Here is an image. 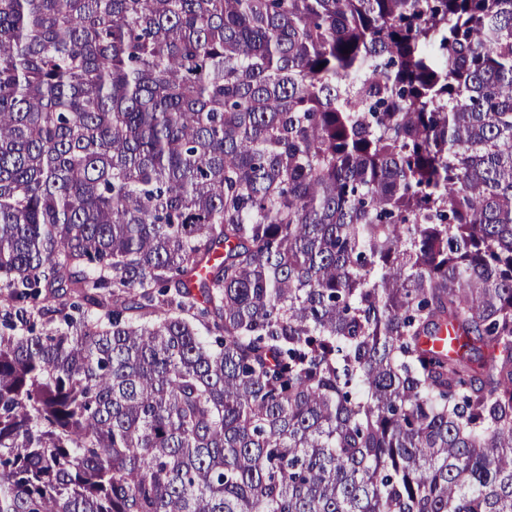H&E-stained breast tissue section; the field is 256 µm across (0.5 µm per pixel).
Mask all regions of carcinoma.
<instances>
[{"mask_svg": "<svg viewBox=\"0 0 512 512\" xmlns=\"http://www.w3.org/2000/svg\"><path fill=\"white\" fill-rule=\"evenodd\" d=\"M0 302V512H512V0H0Z\"/></svg>", "mask_w": 512, "mask_h": 512, "instance_id": "cac0c4a2", "label": "carcinoma"}]
</instances>
